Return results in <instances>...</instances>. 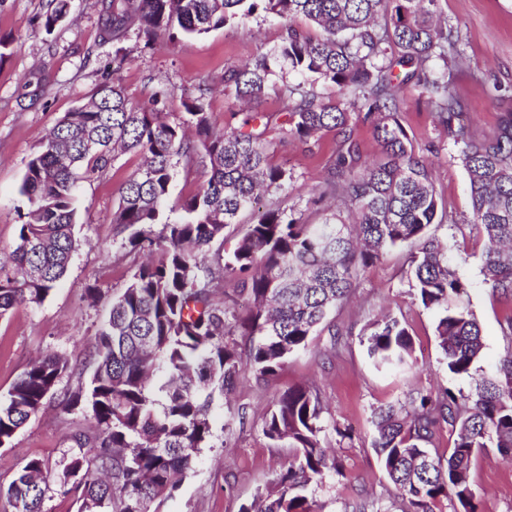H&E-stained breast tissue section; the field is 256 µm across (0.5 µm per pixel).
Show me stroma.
Masks as SVG:
<instances>
[{"label": "stroma", "instance_id": "35a3bbf8", "mask_svg": "<svg viewBox=\"0 0 512 512\" xmlns=\"http://www.w3.org/2000/svg\"><path fill=\"white\" fill-rule=\"evenodd\" d=\"M49 4L0 0V40L7 44L0 54V254L12 249L28 209L19 187L29 159L65 112L88 102L111 78L114 54L127 59L119 76L130 102L140 104L155 91H167L164 110L169 121L177 122L185 112L184 100L200 96L211 125L222 130L238 125L243 108L224 88L225 70L260 54L275 56L282 38L280 20L260 13L196 37L177 32L150 42L133 28L120 45L102 44L99 0H70L64 20L48 31L43 19ZM439 10L465 49L449 72L455 92L474 130L491 133L505 108L512 107V0H439ZM401 97L400 121L416 152L431 163L436 194L448 208L447 222L433 231L447 241L455 266L472 285L468 306L482 326L480 366L489 374L503 351L501 326L512 315V304L482 282V245L469 222V184L458 146L426 97L409 86ZM267 139L269 162L285 172L286 180L264 194L260 209L279 207L319 223L322 209L312 203L311 191L327 178L336 157L335 133L305 144L276 128ZM140 164V157L121 155L102 178L79 182L75 235L81 245L66 276L41 305H20L0 318V397L43 352L63 354L73 366L11 446L0 448L1 485L33 457L41 458L50 472L60 471L77 451L73 434L88 427L85 413L64 410L61 402L84 387L95 333L113 294L125 287L141 261L128 249V231L112 222L119 188ZM204 180L201 169L178 161L166 215L180 217L182 200ZM90 288L100 290L99 303L88 300ZM383 309L405 323L413 337L417 367L412 373L378 372L367 357L363 329ZM435 323V314L416 299L409 248L389 251L359 275L351 299L328 316L308 347L291 355L275 376L259 384L252 373H245L231 394L216 398L210 446L159 512H239L270 487L291 451L273 446L262 426L278 396L300 383L319 392L326 407L322 442L344 470L340 476L327 473L311 485L322 512H353L359 503L377 512H400L402 505L393 500L371 447L373 409L407 401L417 391L447 387L466 394L475 386L474 378L449 376ZM332 326L342 331L341 341L329 335ZM471 478L479 512H512V458L487 449L474 460Z\"/></svg>", "mask_w": 512, "mask_h": 512}]
</instances>
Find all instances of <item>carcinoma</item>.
Here are the masks:
<instances>
[{"label": "carcinoma", "instance_id": "carcinoma-1", "mask_svg": "<svg viewBox=\"0 0 512 512\" xmlns=\"http://www.w3.org/2000/svg\"><path fill=\"white\" fill-rule=\"evenodd\" d=\"M438 0H101L100 42L123 38L130 26L153 38L174 29L201 35L258 11L286 20L279 57L301 76L313 74L349 93L322 99L301 85L289 89L285 111L268 113L271 67L265 55L228 69L224 87L246 106L238 126L215 130L200 99L184 101L186 116L165 119L152 96L132 104L119 84L125 59L113 60L112 80L94 99L57 121L27 163L20 194L30 208L18 238L0 261V318L19 305L42 304L66 274L80 246L73 207L78 180L94 181L119 153L143 164L119 188L112 223L131 228L128 244L146 256L126 287L112 296L96 333L85 387L62 401L92 421L73 441L54 479L82 500L81 512H151L170 498L209 447L213 390L230 392L243 369L257 380L277 374L308 345L328 313L345 301L361 271L397 247L411 248L416 297L438 314L435 333L448 374L478 369L481 327L466 305L470 282L455 268L447 242L430 231L443 223L430 165L416 153L399 112L402 86L422 93L460 147L471 193L470 223L482 235L483 283L512 302V112L491 135H478L448 84L458 36L441 24ZM316 24L311 37L294 23ZM397 49L387 58V49ZM365 113L380 158L361 161L351 113ZM307 143L324 132L340 137L329 179L315 202L341 199L318 224L270 208L224 252L226 228L255 209L262 188H280L285 173L268 162L264 135L272 127ZM202 168L206 179L182 204V217L161 221L175 161ZM213 257L205 262L206 254ZM239 280L250 307L226 305L224 281ZM504 352L495 372L467 395L445 388L406 404L374 410L372 447L403 512H434L439 499L452 512H478L470 471L482 451L512 456V316L501 326ZM245 339L239 345L236 337ZM369 359L378 368L412 365L414 342L399 318L384 314L365 329ZM71 369L65 357L42 354L0 399V447L44 407ZM319 397L309 387L285 390L262 431L292 460L240 512H318L308 485L339 466L321 445ZM446 427L455 434L446 461L429 450ZM42 460L29 459L0 499L11 512H42L49 490Z\"/></svg>", "mask_w": 512, "mask_h": 512}]
</instances>
